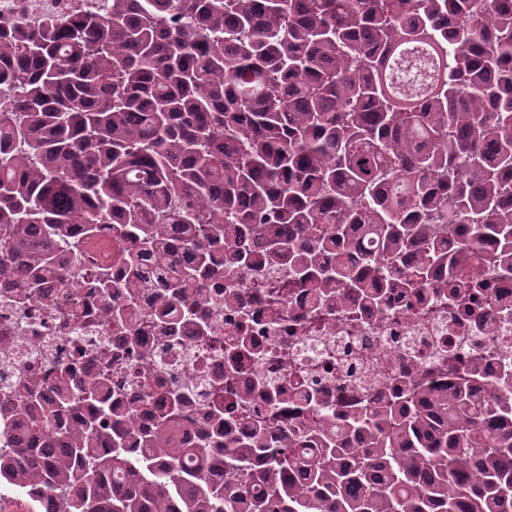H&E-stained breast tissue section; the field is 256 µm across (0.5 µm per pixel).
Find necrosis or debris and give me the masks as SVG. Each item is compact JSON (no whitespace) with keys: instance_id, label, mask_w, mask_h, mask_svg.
<instances>
[{"instance_id":"1","label":"necrosis or debris","mask_w":512,"mask_h":512,"mask_svg":"<svg viewBox=\"0 0 512 512\" xmlns=\"http://www.w3.org/2000/svg\"><path fill=\"white\" fill-rule=\"evenodd\" d=\"M98 0H0V19L35 18L96 10ZM120 241L112 225L95 236H76L67 261L84 272L77 286L45 288L44 299L27 303L12 297L13 283L0 277V387L37 377L55 383L58 365L70 368L72 385L90 386L102 367H110L112 404L130 413L131 425L149 429L167 393L175 387L189 395L182 418L183 436L192 441L206 429L213 408L208 389L223 375L224 433L247 439L268 419L293 439L313 421V404L350 414L362 405L389 398L394 389L415 393L447 387L458 376L481 383L512 373V279L494 266L481 270L483 292L449 301L444 284L419 301L405 289L389 288L380 306L316 298L299 287L287 263L243 268L232 277L208 280L207 300L196 314L209 325L198 336L191 324L143 323L156 306V290L138 296L131 313L104 321L102 297L92 286L95 270L119 271ZM154 350L152 361L131 358L132 337ZM95 350L88 363L77 348ZM316 389L305 401L304 384Z\"/></svg>"}]
</instances>
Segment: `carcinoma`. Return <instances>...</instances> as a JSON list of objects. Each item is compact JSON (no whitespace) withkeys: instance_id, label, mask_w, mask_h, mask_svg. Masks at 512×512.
Listing matches in <instances>:
<instances>
[{"instance_id":"1","label":"carcinoma","mask_w":512,"mask_h":512,"mask_svg":"<svg viewBox=\"0 0 512 512\" xmlns=\"http://www.w3.org/2000/svg\"><path fill=\"white\" fill-rule=\"evenodd\" d=\"M102 2L0 22V275L23 258L19 299L83 278L61 261L75 224L127 242L124 275L98 278L108 322L151 254L170 288L156 320L190 319L220 244L229 276L260 248L321 299L375 305L392 282L422 300L444 273L450 301L480 287L486 243L512 276V0ZM111 388L103 369L93 391L0 396L22 431L0 482L53 491L56 512H512L511 374L399 392L342 426L322 409L290 456L261 425L224 446L227 483L206 470L224 410L189 446L182 393L142 433Z\"/></svg>"}]
</instances>
